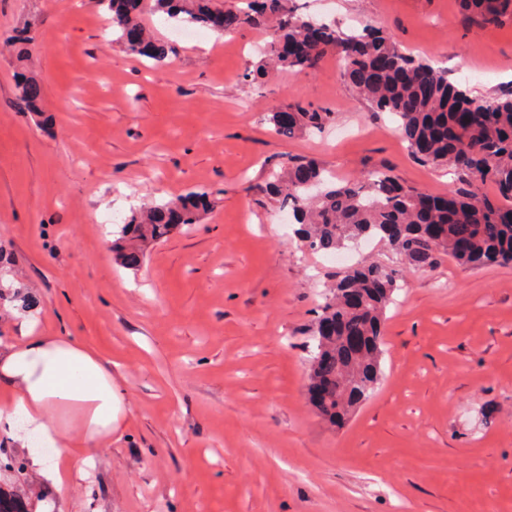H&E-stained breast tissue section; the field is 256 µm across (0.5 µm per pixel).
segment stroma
<instances>
[{"label":"stroma","instance_id":"stroma-1","mask_svg":"<svg viewBox=\"0 0 512 512\" xmlns=\"http://www.w3.org/2000/svg\"><path fill=\"white\" fill-rule=\"evenodd\" d=\"M344 34L384 31L479 100L512 97V17L459 0H296ZM144 22L166 64L117 42L98 0H0V341L36 314L112 365L122 396L90 479L56 491L0 435V485L26 512H512V265L442 257L385 313L381 379L343 425L308 392L311 330L344 264L303 250L270 194L314 160L340 180L388 171L437 196L456 173L418 161L397 119L352 89L337 55L252 82L269 39L189 42ZM27 31L18 55L11 38ZM42 86L24 111L16 75ZM335 113L284 137L268 116ZM209 192L199 223L112 253L132 211ZM25 462L24 472L6 467ZM460 5L467 14L489 25L512 14V0H460Z\"/></svg>","mask_w":512,"mask_h":512}]
</instances>
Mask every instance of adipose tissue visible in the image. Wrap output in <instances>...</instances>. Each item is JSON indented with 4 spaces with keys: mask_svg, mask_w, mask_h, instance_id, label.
Instances as JSON below:
<instances>
[{
    "mask_svg": "<svg viewBox=\"0 0 512 512\" xmlns=\"http://www.w3.org/2000/svg\"><path fill=\"white\" fill-rule=\"evenodd\" d=\"M0 348V433L30 449L33 466L57 489L86 478L93 450L112 442L120 401L112 368L78 340L36 334Z\"/></svg>",
    "mask_w": 512,
    "mask_h": 512,
    "instance_id": "1",
    "label": "adipose tissue"
}]
</instances>
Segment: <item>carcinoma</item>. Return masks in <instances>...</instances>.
<instances>
[{"mask_svg": "<svg viewBox=\"0 0 512 512\" xmlns=\"http://www.w3.org/2000/svg\"><path fill=\"white\" fill-rule=\"evenodd\" d=\"M112 13L117 40L139 56L164 60L169 46L158 43L141 16L164 13L179 24L213 29L224 0H99ZM463 11L494 25L512 14V0H460ZM240 27L269 29L272 42L257 75L271 70L304 71L340 51L354 90L376 112L399 120L414 156L462 176L448 191L453 209L420 206L423 194L394 176L373 171L362 181L326 184L314 161L294 162L275 175L273 194L301 225L303 247L319 252L371 238L387 245L390 262L365 260L343 271L320 306L312 377L326 391L314 401L321 413L339 419L373 389L383 341L380 319L404 274L434 267L441 256L476 266L512 264V98L478 101L448 81V72L413 57L380 32L343 35L325 24V37L308 40L310 19L290 0H247L238 9ZM38 81L25 77L20 98L28 112L41 111ZM273 112L274 130L320 131L335 114L302 107ZM492 181L497 198H479L477 182ZM211 207L205 192L192 193L136 213L122 230L135 238H161L177 225L195 224Z\"/></svg>", "mask_w": 512, "mask_h": 512, "instance_id": "obj_1", "label": "carcinoma"}]
</instances>
